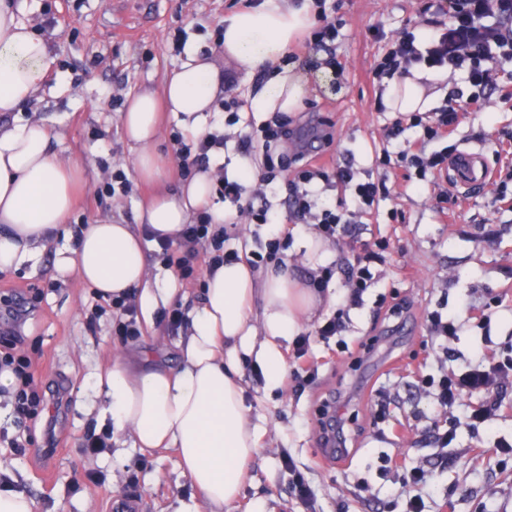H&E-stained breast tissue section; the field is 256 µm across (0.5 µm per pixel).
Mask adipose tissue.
Segmentation results:
<instances>
[{
	"label": "adipose tissue",
	"mask_w": 512,
	"mask_h": 512,
	"mask_svg": "<svg viewBox=\"0 0 512 512\" xmlns=\"http://www.w3.org/2000/svg\"><path fill=\"white\" fill-rule=\"evenodd\" d=\"M17 11L14 0H0V112L14 116L10 126L0 129V271L37 254L42 240L66 222L79 202V168L51 151L41 123L20 116L53 59L48 43L18 19ZM312 25L310 6L297 7L291 0H263L225 18L226 58L249 75L272 71L252 99L255 112L300 110L297 74L274 65ZM221 83L215 63L189 47L161 92L130 96L121 123L137 148L134 171L139 180L152 182L163 175L153 149L161 112H170L185 132L201 134ZM212 194L210 172H197L178 192L153 200L140 219L156 232L173 235L205 207L214 223H223L224 208L212 203ZM58 265L73 270L104 297L138 289L147 320L172 295L171 289L150 287L141 240L130 225L108 218L88 225L78 248L60 256ZM256 300L262 303L257 316L252 313ZM322 302L317 289L301 287L286 273L258 274L242 262L222 266L205 278L203 301L192 313L177 369L136 364L119 352L107 374L98 378L96 388L106 397L117 432H130L141 449L177 451L203 499L199 506L182 505L180 512H224L238 499L245 465L259 453L258 428L245 403L241 357H255L268 388L282 387L286 367L281 346Z\"/></svg>",
	"instance_id": "1"
}]
</instances>
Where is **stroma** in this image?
Here are the masks:
<instances>
[{
	"mask_svg": "<svg viewBox=\"0 0 512 512\" xmlns=\"http://www.w3.org/2000/svg\"><path fill=\"white\" fill-rule=\"evenodd\" d=\"M333 2L343 21L336 44L340 68L326 65L325 53L301 43L281 60L305 86L301 109L292 118L306 128L329 123L334 165L349 160L359 179L386 181L390 195L378 214L364 217L359 237L387 238L390 249L377 283L348 313L343 351L316 330L343 302L346 249L327 241L319 253H310L314 227L294 226L288 275L306 280L313 262L332 271L323 305L304 324L319 372L302 390L290 379L268 390L262 377L244 372L261 451L247 466L232 512H406L415 495L422 496L424 512H512V454L489 446L494 437L512 439V383L499 389L497 410L475 428L465 423L473 397L445 411L419 388L420 376L458 370L478 349L512 353V208L497 200L493 187H479L443 217L427 188L377 165L395 115L377 109L373 69L385 44L373 33L392 35L413 25L422 34L428 27L417 0ZM240 9L239 0H25L21 20L47 39L55 59L26 116L46 126L52 151L76 164L85 182L79 206L43 242L37 260L0 271V295L23 298L33 311L25 326V352L37 381L69 399L58 415L57 448L49 459L38 460L17 453L11 443L41 445V424H20L11 391H0V461L8 466L13 489L35 499L36 512H100L103 499L132 491L148 512H178L198 494L175 449L144 452L129 435L114 432L104 397L94 388L97 374L121 349L148 352L157 362L176 366L178 335L159 317L137 340L121 342L112 334L111 312L98 309L95 290L76 273H59L56 257L76 247L78 227L103 216L142 232L141 207L158 193L178 190L183 176L173 135L179 124L165 119L155 149L166 171L160 181L146 183L133 177L136 150L124 135L121 114L131 94L161 88L179 65L183 55L174 49L175 35L186 34L188 45L221 72L233 73L216 28ZM233 75L225 87L228 98L251 100L267 81L259 71ZM503 131L512 132V101L494 97L484 111L460 113L453 142L488 153ZM119 169L133 178L130 194H103ZM396 208L403 210L404 223H390L388 213ZM487 224L499 232L491 242L482 237ZM483 308L491 316L486 330L471 317ZM435 309L458 319V335L449 344L426 329L425 317ZM384 396L391 401L390 414L381 421L377 402ZM437 419L456 428L448 447H436L428 434ZM90 433L109 435L110 450L85 454L80 442ZM289 458L306 474L314 507L291 494ZM423 464L434 469L427 484L403 486L404 467ZM91 471L98 481L88 480Z\"/></svg>",
	"mask_w": 512,
	"mask_h": 512,
	"instance_id": "obj_1",
	"label": "stroma"
}]
</instances>
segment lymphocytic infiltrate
Wrapping results in <instances>:
<instances>
[{"label": "lymphocytic infiltrate", "instance_id": "1", "mask_svg": "<svg viewBox=\"0 0 512 512\" xmlns=\"http://www.w3.org/2000/svg\"><path fill=\"white\" fill-rule=\"evenodd\" d=\"M421 11L435 16L430 31L422 36L407 27L399 31L388 41L378 60L375 78L404 79L416 68L463 70L473 92L463 104L449 100L431 112L403 113L400 121L386 131L388 140L399 141L398 150L382 151L378 162L403 170L406 179L430 187L437 206H453L457 203L456 195L438 181L452 156L451 149L445 148L444 143L457 128L464 107L482 109L487 99L500 90L498 70L504 64L512 63V0H425ZM409 127L417 129L416 138L401 142V135ZM293 134L287 123L274 116L262 127L260 136L248 133L240 140L242 153L261 152L267 169L264 182H273L277 177L275 159L290 155L302 164L298 175L287 182L284 223L275 228L264 251L242 255L235 250H226L227 227L213 223L211 214L204 210L197 213L190 224L184 225L175 237H157L154 258L173 269L181 280L191 275L196 263L212 273L240 260L254 268L263 265L280 268L285 264L283 248L289 236V225L311 222L325 240L335 243L350 239V250L345 259L348 298L351 304H360L364 292L376 278L372 266L384 262L389 243L384 239L356 240L351 212L332 207L315 209V182L321 179L338 191L351 193L368 213L378 210L389 190L385 182L359 180L352 164H344L329 172L323 166L309 163L308 143L299 144L296 153H288L286 144ZM226 144L223 131L215 129L194 137L191 144L181 145L178 157L183 174L188 176L192 171L208 168L211 154L223 150ZM216 184L221 200L235 204L239 213L247 215L251 223H270L268 209L254 207L255 191L248 181L229 178L220 170L216 173ZM13 319L16 327L9 330L7 345L0 347V372L8 371L15 376L14 412L18 419L27 420L45 410V397L39 391L32 361L23 348L20 326L25 323L26 314L14 312ZM509 380H512V358H495L459 374L424 378L423 384L432 389L438 405L444 408L465 395L481 396V403L469 415L472 423L481 424L487 421L495 407V393Z\"/></svg>", "mask_w": 512, "mask_h": 512}]
</instances>
